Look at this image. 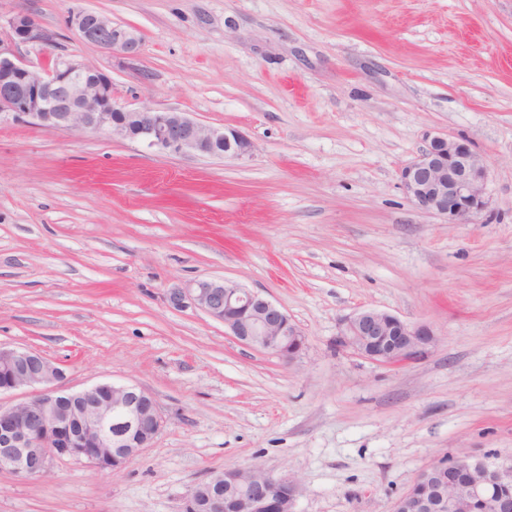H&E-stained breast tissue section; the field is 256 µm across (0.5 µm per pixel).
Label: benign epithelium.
Returning a JSON list of instances; mask_svg holds the SVG:
<instances>
[{
  "label": "benign epithelium",
  "mask_w": 512,
  "mask_h": 512,
  "mask_svg": "<svg viewBox=\"0 0 512 512\" xmlns=\"http://www.w3.org/2000/svg\"><path fill=\"white\" fill-rule=\"evenodd\" d=\"M67 28L105 52L140 55L142 40L132 28L89 10L72 11ZM14 47L0 44V119L34 127L105 132L173 154L242 159L252 144L236 129L200 123L185 112L129 108L112 94V79L71 55H52L56 35L26 11L3 19ZM31 46L44 61L17 53ZM489 167L471 144L432 137L418 157L400 171L408 199L418 209L450 224H468L489 206ZM174 308L191 304L224 323L238 342L285 361L297 359L305 336L288 314L261 293L229 280L203 279L170 292ZM434 342L431 329L387 311L364 309L347 317L341 346L382 366L425 357ZM61 367L29 347H0V394L27 390L24 399L0 405V471L21 479L41 478L52 460H85L100 471L131 463L161 433L165 420L156 398L135 384L101 383L71 391ZM256 466L224 470L228 484L245 495L228 497L213 478L205 497L197 488L183 497L181 512H293L297 483L290 476L249 477ZM471 479L462 483L458 472ZM512 461L490 462L470 455L438 461L424 469L393 505V512H512Z\"/></svg>",
  "instance_id": "obj_1"
}]
</instances>
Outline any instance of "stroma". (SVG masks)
<instances>
[{"instance_id": "35a3bbf8", "label": "stroma", "mask_w": 512, "mask_h": 512, "mask_svg": "<svg viewBox=\"0 0 512 512\" xmlns=\"http://www.w3.org/2000/svg\"><path fill=\"white\" fill-rule=\"evenodd\" d=\"M76 9L137 30L141 54L82 43ZM20 10L119 104L236 128L252 152L0 123V345L39 350L74 390L140 385L166 421L118 471H0V512H180L211 472L249 465L296 480L294 512H392L434 462L512 459V0H0ZM434 136L489 165L474 223L400 184ZM201 278L281 307L300 357L169 306ZM362 309L430 327L427 356L342 348Z\"/></svg>"}]
</instances>
